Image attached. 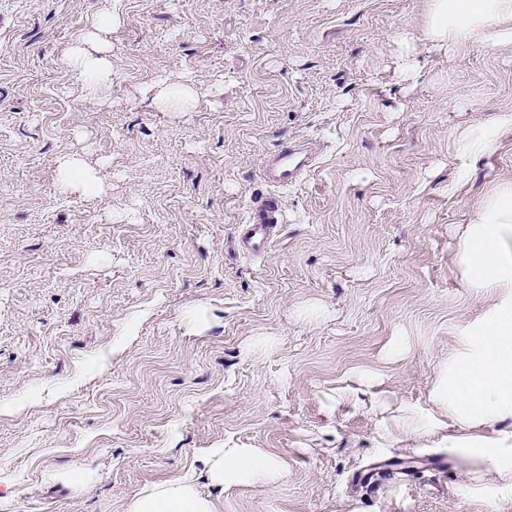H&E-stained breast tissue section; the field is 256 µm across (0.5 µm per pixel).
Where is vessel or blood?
Here are the masks:
<instances>
[{
    "mask_svg": "<svg viewBox=\"0 0 512 512\" xmlns=\"http://www.w3.org/2000/svg\"><path fill=\"white\" fill-rule=\"evenodd\" d=\"M317 151L308 142L284 139L276 150L266 156L261 170L262 179L269 185L267 195L252 206L239 244L243 252L258 254L272 243L281 222L279 188L299 182L316 163Z\"/></svg>",
    "mask_w": 512,
    "mask_h": 512,
    "instance_id": "vessel-or-blood-1",
    "label": "vessel or blood"
}]
</instances>
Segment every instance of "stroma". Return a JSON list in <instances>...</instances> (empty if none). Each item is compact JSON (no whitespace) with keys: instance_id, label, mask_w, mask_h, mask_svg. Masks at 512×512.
Here are the masks:
<instances>
[{"instance_id":"obj_1","label":"stroma","mask_w":512,"mask_h":512,"mask_svg":"<svg viewBox=\"0 0 512 512\" xmlns=\"http://www.w3.org/2000/svg\"><path fill=\"white\" fill-rule=\"evenodd\" d=\"M428 9L0 0V512H126L179 477L218 512H512L461 450L393 432L401 409L433 410L485 307L454 255L492 180L512 179V135L461 189L454 148L512 114V45L434 49ZM110 10L112 80L91 101L68 56ZM178 84L188 98L152 106ZM286 138L323 151L280 189L270 248L243 254ZM65 153L102 192H58ZM214 448L288 476L215 489Z\"/></svg>"}]
</instances>
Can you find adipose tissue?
I'll use <instances>...</instances> for the list:
<instances>
[{"label":"adipose tissue","instance_id":"adipose-tissue-1","mask_svg":"<svg viewBox=\"0 0 512 512\" xmlns=\"http://www.w3.org/2000/svg\"><path fill=\"white\" fill-rule=\"evenodd\" d=\"M111 14L91 22L70 63L89 88L106 85L110 63L101 35ZM426 35L437 49L481 40L489 48L512 43V0H430ZM512 132V115L491 126L473 125L458 139L460 154L479 156L499 133ZM467 286L486 303L484 314L467 330L462 349L448 360L434 396L438 414L425 422L405 419L400 433L411 439L431 435L455 422L464 434L449 435L448 445L484 465L503 488L512 490V182H494L474 208L455 254ZM210 483L224 488L259 484L275 487L287 475L277 457L253 448H218L207 460ZM127 512H218L216 503L190 482L172 479L133 497Z\"/></svg>","mask_w":512,"mask_h":512}]
</instances>
